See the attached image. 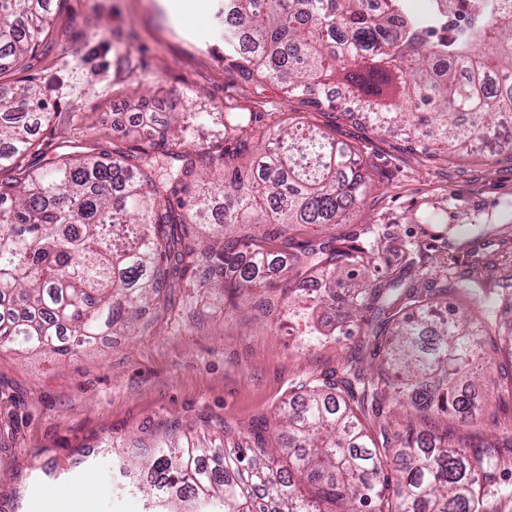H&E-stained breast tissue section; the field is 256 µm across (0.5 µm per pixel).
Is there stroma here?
<instances>
[{"label":"stroma","mask_w":512,"mask_h":512,"mask_svg":"<svg viewBox=\"0 0 512 512\" xmlns=\"http://www.w3.org/2000/svg\"><path fill=\"white\" fill-rule=\"evenodd\" d=\"M178 16L161 0H53L54 34L18 70L0 72V88L49 87V121L26 161L50 159L59 146L111 159L133 146L198 157L224 138V109L251 114L252 132L274 141L288 123L325 129L362 154L366 200L340 224H293L296 240H329L364 224L385 232L391 248L419 244L436 272L471 271L486 247L512 272V162L479 152L466 158L402 136L377 133L350 110V92H329L332 107L287 96L270 79L255 85L224 63V0H200ZM446 210L447 221L410 223ZM252 302L232 304L215 288H180L144 332L99 337L75 355L0 350V512H152L122 466L142 460L155 437L240 440L272 417L292 388L336 368L358 344L342 336L303 350ZM476 395L490 416L512 418V395L488 358ZM231 436H224V429ZM88 486L83 502L53 503L49 492Z\"/></svg>","instance_id":"35a3bbf8"}]
</instances>
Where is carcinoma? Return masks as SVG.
I'll return each instance as SVG.
<instances>
[{
  "mask_svg": "<svg viewBox=\"0 0 512 512\" xmlns=\"http://www.w3.org/2000/svg\"><path fill=\"white\" fill-rule=\"evenodd\" d=\"M51 0H0V66L17 67L53 35ZM448 59L445 68L436 67ZM224 62L248 78H274L288 95L329 106L334 83L383 132L422 145L427 133L453 155L497 140L512 159V3L479 0L463 26L448 23V0L426 17L410 0H224ZM42 89L0 93V349L62 356L168 309L188 271L199 287L230 300L264 290L302 325L298 345L350 336L361 315L373 345L371 369L352 357L311 374L295 397L262 420L245 444L199 447L156 441L135 489L165 512H489L499 478L512 470V425L466 438L442 415L480 410L472 365L490 344L512 359L501 312L512 310V275L428 286L410 267L420 246L400 249L399 271L373 264L383 233L367 224L350 236L296 244L288 224H338L365 191L366 168L326 131L290 124L272 146L246 143L207 153L224 188L203 181L196 163L140 147L104 163L70 152L25 163L48 120ZM254 152L244 183L235 160ZM211 225L214 242L193 229ZM349 280L336 294V278ZM413 408L423 429L397 414Z\"/></svg>",
  "mask_w": 512,
  "mask_h": 512,
  "instance_id": "obj_1",
  "label": "carcinoma"
}]
</instances>
